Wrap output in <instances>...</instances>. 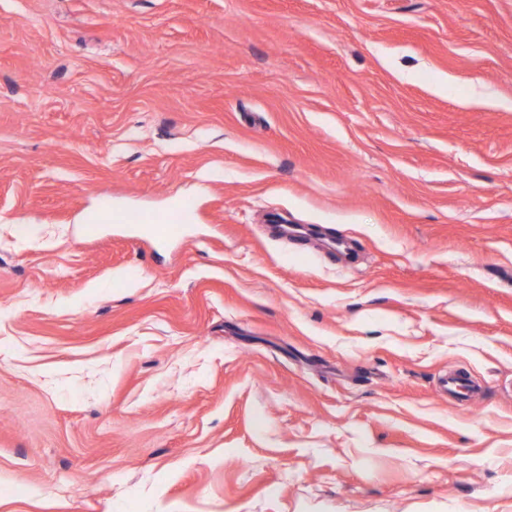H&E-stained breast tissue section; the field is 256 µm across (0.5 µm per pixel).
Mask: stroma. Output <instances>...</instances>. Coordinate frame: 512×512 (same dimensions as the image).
I'll use <instances>...</instances> for the list:
<instances>
[{
    "mask_svg": "<svg viewBox=\"0 0 512 512\" xmlns=\"http://www.w3.org/2000/svg\"><path fill=\"white\" fill-rule=\"evenodd\" d=\"M0 512H512V0H0Z\"/></svg>",
    "mask_w": 512,
    "mask_h": 512,
    "instance_id": "obj_1",
    "label": "stroma"
}]
</instances>
